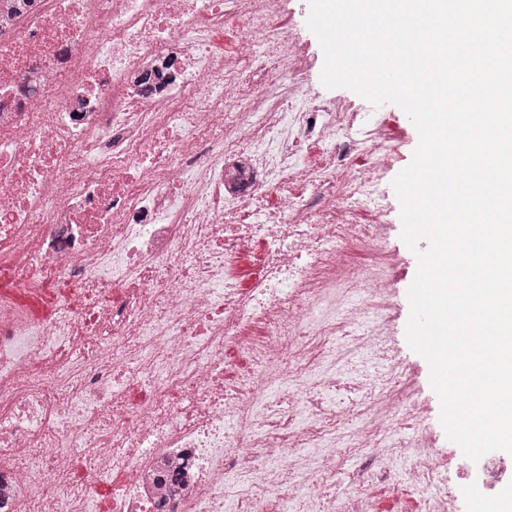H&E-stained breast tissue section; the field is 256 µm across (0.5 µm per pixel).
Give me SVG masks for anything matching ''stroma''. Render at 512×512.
Returning <instances> with one entry per match:
<instances>
[{
  "label": "stroma",
  "instance_id": "1",
  "mask_svg": "<svg viewBox=\"0 0 512 512\" xmlns=\"http://www.w3.org/2000/svg\"><path fill=\"white\" fill-rule=\"evenodd\" d=\"M309 0H288L289 28L301 55L306 72V97L325 106L342 105L345 115L353 119L360 140L377 139L391 149L392 166L383 174L375 205H362L344 212L341 219L347 224H379V253H369L358 246H349L352 260L358 264H373L386 275L391 284L390 300L383 308L385 340L383 348L363 363L361 370L371 380H383L386 389L412 393L420 408V425L430 440L431 450L441 465L439 489L452 490L459 483H473L477 470L475 461L448 445V437L440 423V404L430 385V365L415 352L406 336L410 318L408 290L418 269L415 253L401 238V205L393 181L413 160L419 145V133L404 111L397 105H376L355 93L338 87L326 88L321 81L324 53L315 34L307 25ZM359 140V142H360ZM359 142L350 143L336 159V175L340 178L362 171L370 163ZM395 367L391 378L381 379L388 367ZM344 478L326 484L320 492L336 506H347L357 490L349 484V475L369 479L376 494L385 499L400 498L408 512H416L419 497L407 491L398 474L383 471L372 455L351 458L344 462Z\"/></svg>",
  "mask_w": 512,
  "mask_h": 512
}]
</instances>
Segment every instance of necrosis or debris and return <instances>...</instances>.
Returning <instances> with one entry per match:
<instances>
[{
	"instance_id": "4bbe7bcc",
	"label": "necrosis or debris",
	"mask_w": 512,
	"mask_h": 512,
	"mask_svg": "<svg viewBox=\"0 0 512 512\" xmlns=\"http://www.w3.org/2000/svg\"><path fill=\"white\" fill-rule=\"evenodd\" d=\"M287 19L283 0H0V270L58 291L47 319L0 292V512H328L344 458L408 447L406 482L434 481L431 449L386 426L417 418L411 395L366 401L336 364L339 324L379 339L391 286L348 263L336 210L391 156L372 144L337 193L357 132L297 106ZM340 271L365 286L343 308ZM350 142L349 147L343 152V156H336V185H340L342 177L350 179V175L367 168L370 156L361 151L362 145Z\"/></svg>"
}]
</instances>
